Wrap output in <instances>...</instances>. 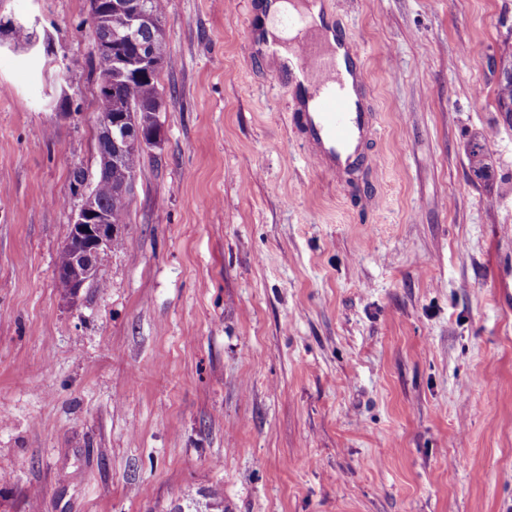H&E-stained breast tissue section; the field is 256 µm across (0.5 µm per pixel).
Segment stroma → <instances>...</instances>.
I'll use <instances>...</instances> for the list:
<instances>
[{
	"instance_id": "stroma-1",
	"label": "stroma",
	"mask_w": 512,
	"mask_h": 512,
	"mask_svg": "<svg viewBox=\"0 0 512 512\" xmlns=\"http://www.w3.org/2000/svg\"><path fill=\"white\" fill-rule=\"evenodd\" d=\"M362 57L377 166L324 178L260 0H167L122 231L77 298L56 257L97 169L89 0H0V512H512V0H321ZM65 99L69 118L53 105ZM492 172L477 180L473 137ZM493 63L495 68L499 66L500 69L496 91L497 110L504 112L506 122L512 124V45H504L498 61L493 57Z\"/></svg>"
}]
</instances>
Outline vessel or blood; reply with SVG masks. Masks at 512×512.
Instances as JSON below:
<instances>
[{"label": "vessel or blood", "instance_id": "1", "mask_svg": "<svg viewBox=\"0 0 512 512\" xmlns=\"http://www.w3.org/2000/svg\"><path fill=\"white\" fill-rule=\"evenodd\" d=\"M335 40L330 46L319 33L300 29L291 57L274 78L288 83L297 99L316 101L315 109L294 113L292 122L318 171L342 181L364 163V148L377 132L379 115L365 109L358 91L364 79L361 61L343 33H336Z\"/></svg>", "mask_w": 512, "mask_h": 512}]
</instances>
